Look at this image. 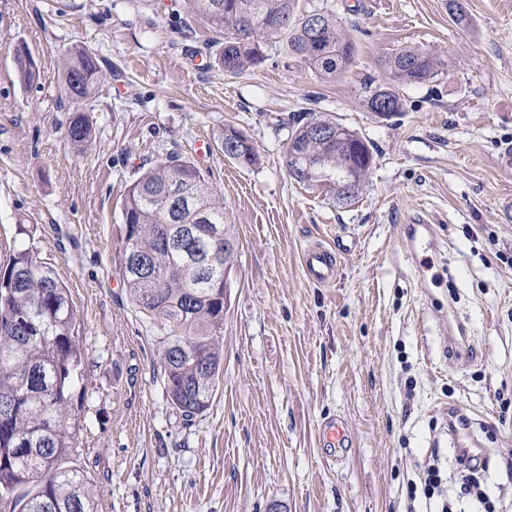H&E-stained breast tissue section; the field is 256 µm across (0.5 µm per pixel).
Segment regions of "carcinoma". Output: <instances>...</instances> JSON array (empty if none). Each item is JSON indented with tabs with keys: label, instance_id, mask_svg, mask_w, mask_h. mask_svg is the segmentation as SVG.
Returning a JSON list of instances; mask_svg holds the SVG:
<instances>
[{
	"label": "carcinoma",
	"instance_id": "cac0c4a2",
	"mask_svg": "<svg viewBox=\"0 0 512 512\" xmlns=\"http://www.w3.org/2000/svg\"><path fill=\"white\" fill-rule=\"evenodd\" d=\"M190 17L224 37L218 64L238 75L266 60L264 47L285 45L291 62L307 65L324 78H335L351 65L355 46L336 17L322 12V36L309 35L310 11L300 0H182ZM387 86L376 88L367 103L388 101V117L403 112L396 89L428 81L448 63L417 47L399 48L377 61ZM103 79L99 60L86 48L72 50L64 65L63 95L71 106L66 134L76 144L88 141L92 130L82 115L83 104ZM336 123L307 114L289 122L286 157L310 169L289 171L296 182L329 185L336 202L354 201L374 163L373 148L357 132L337 143L316 136L315 126ZM366 163L347 185L344 156L351 149ZM230 158L242 166L258 160L253 145L236 142ZM202 207L209 226L218 225L232 240L230 249L214 242L200 227L173 248V225L194 222ZM120 260L129 252L150 257L156 277L138 279L121 270L130 301L152 323L163 346L164 386L171 404L186 421L205 412L217 389L223 357L224 292L212 284L224 279L232 265L236 235L224 217V200L210 187L201 170L179 155H168L139 170L122 204ZM220 252L217 263L204 271L194 267L202 253ZM75 309L67 285L41 261L30 246L13 249L0 273V512H97L88 476L63 466L76 452L72 446V400L81 376V346L75 329Z\"/></svg>",
	"mask_w": 512,
	"mask_h": 512
}]
</instances>
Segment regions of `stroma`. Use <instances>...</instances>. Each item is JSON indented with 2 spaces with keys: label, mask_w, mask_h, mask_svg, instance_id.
<instances>
[{
  "label": "stroma",
  "mask_w": 512,
  "mask_h": 512,
  "mask_svg": "<svg viewBox=\"0 0 512 512\" xmlns=\"http://www.w3.org/2000/svg\"><path fill=\"white\" fill-rule=\"evenodd\" d=\"M460 3L464 26L449 0H303L356 43L348 72L327 80L277 45L224 74L220 44L178 0H0V269L29 244L70 289L85 392L69 462L87 472L98 512H437L444 499L483 512L454 477L461 417L487 451V502L512 512V175L497 162L512 146V0ZM76 46L107 74L84 104L93 139L82 147L66 135L61 91ZM405 46L450 66L400 87L402 114L382 121L367 107L369 86L386 83L376 61ZM22 49L39 66L31 84ZM306 110L373 147L349 205L288 173L287 122ZM230 126L258 164L225 157ZM170 154L205 173L239 242L224 369L189 423L165 396L162 351L119 264L126 189ZM417 213L439 234L440 278L424 288L421 256L402 246ZM339 240L350 251L335 283H310L302 251ZM457 337L468 361L448 352ZM338 415L354 443L330 450L319 427ZM432 463L440 498L411 495Z\"/></svg>",
  "instance_id": "obj_1"
}]
</instances>
